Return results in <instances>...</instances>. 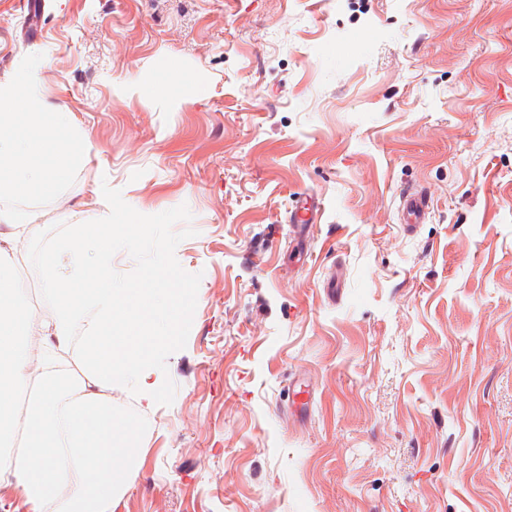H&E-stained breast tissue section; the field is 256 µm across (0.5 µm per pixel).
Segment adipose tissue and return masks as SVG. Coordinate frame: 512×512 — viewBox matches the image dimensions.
Returning a JSON list of instances; mask_svg holds the SVG:
<instances>
[{
	"instance_id": "obj_1",
	"label": "adipose tissue",
	"mask_w": 512,
	"mask_h": 512,
	"mask_svg": "<svg viewBox=\"0 0 512 512\" xmlns=\"http://www.w3.org/2000/svg\"><path fill=\"white\" fill-rule=\"evenodd\" d=\"M63 113L43 111L33 80L0 83V201L57 195L74 163L90 154ZM111 220L77 224L44 253L49 307L22 301L0 239V478L12 477L32 512H112V496L139 451L138 428L112 420V389L142 374L143 361L172 339L190 301L153 273L144 287L112 281ZM82 329L86 380L56 359ZM27 402L19 393L29 382Z\"/></svg>"
}]
</instances>
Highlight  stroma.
<instances>
[{"label": "stroma", "instance_id": "1", "mask_svg": "<svg viewBox=\"0 0 512 512\" xmlns=\"http://www.w3.org/2000/svg\"><path fill=\"white\" fill-rule=\"evenodd\" d=\"M40 2L33 31L0 0V81L94 148L14 205L25 296L110 209L135 228L113 282L161 268L192 300L153 402L112 392L140 438L112 512H512V0ZM167 62L174 93L141 97ZM398 194L407 216L406 227L413 230L425 221L429 208L428 200L422 190L415 188H402ZM307 202L302 207H296L288 213V224L295 233L297 239L296 247L299 254L307 255L310 251L311 244L306 238H303V231L308 224H314L321 210V203L313 197L306 198Z\"/></svg>", "mask_w": 512, "mask_h": 512}]
</instances>
